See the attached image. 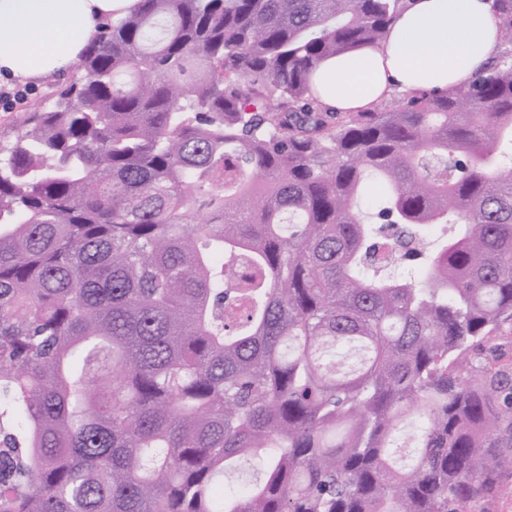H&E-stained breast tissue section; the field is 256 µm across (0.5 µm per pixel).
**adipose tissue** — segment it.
<instances>
[{
    "mask_svg": "<svg viewBox=\"0 0 512 512\" xmlns=\"http://www.w3.org/2000/svg\"><path fill=\"white\" fill-rule=\"evenodd\" d=\"M139 0H0V76L47 82L68 73L93 44L102 20ZM501 45L495 0H409L377 45L321 62L320 101L341 113L367 112L393 91L470 83Z\"/></svg>",
    "mask_w": 512,
    "mask_h": 512,
    "instance_id": "ef3b65f1",
    "label": "adipose tissue"
}]
</instances>
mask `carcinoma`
Masks as SVG:
<instances>
[{"label": "carcinoma", "mask_w": 512, "mask_h": 512, "mask_svg": "<svg viewBox=\"0 0 512 512\" xmlns=\"http://www.w3.org/2000/svg\"><path fill=\"white\" fill-rule=\"evenodd\" d=\"M405 7L140 0L0 146V512L512 495V63L343 116L312 81Z\"/></svg>", "instance_id": "cac0c4a2"}]
</instances>
